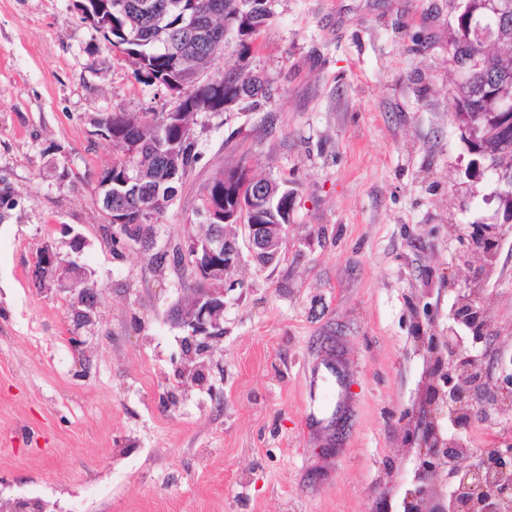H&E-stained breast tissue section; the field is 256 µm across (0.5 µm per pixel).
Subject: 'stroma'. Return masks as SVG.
Listing matches in <instances>:
<instances>
[{
	"instance_id": "35a3bbf8",
	"label": "stroma",
	"mask_w": 512,
	"mask_h": 512,
	"mask_svg": "<svg viewBox=\"0 0 512 512\" xmlns=\"http://www.w3.org/2000/svg\"><path fill=\"white\" fill-rule=\"evenodd\" d=\"M249 65L265 98L197 113L198 161L165 212L170 254L112 249L96 181L111 113L179 97L111 50L73 0H0V504L48 512H395L425 383L423 335L483 299L486 357L512 354V223L468 176L451 114V0H266ZM294 192L276 261L224 279V334L187 349L172 252L220 170ZM499 227L488 271L473 225ZM85 245L73 254L70 241ZM95 285L92 325L36 287L41 248ZM82 336L75 349L71 333Z\"/></svg>"
}]
</instances>
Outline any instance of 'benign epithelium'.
Wrapping results in <instances>:
<instances>
[{
    "label": "benign epithelium",
    "instance_id": "obj_1",
    "mask_svg": "<svg viewBox=\"0 0 512 512\" xmlns=\"http://www.w3.org/2000/svg\"><path fill=\"white\" fill-rule=\"evenodd\" d=\"M250 188L238 197L242 209L237 223L241 224L247 248L253 257L269 265L281 249L286 226L291 223V211L281 210L280 217L270 224H245V211L266 206L279 192L273 180L257 182L248 178ZM134 225L126 218H117L105 226L106 238L112 247H155L151 242L131 234ZM195 283L202 284L198 295L176 310L177 323L186 328L189 338L202 336L207 340L224 335L221 319L224 314V276L240 258L236 238L226 234L221 224L211 225L208 237L197 241L188 238L179 250ZM71 263L61 261L50 244L43 247L35 267V283L53 285L73 294L71 312L77 324L92 323L95 314L94 284L90 279H71L63 270ZM481 312V303L473 295L460 300L454 316L460 323L471 321ZM458 333L448 326L446 336H426L424 343L429 358V382L424 387L423 403L418 419L410 430L409 441L415 448L412 488L401 503L403 512H507L512 505V443L504 442L495 449L493 458L481 453L474 462L462 465L461 460L473 454V448L461 447L443 431L445 418L469 415L473 407L495 405L502 408L512 400V379L492 392L468 384L465 366L457 345Z\"/></svg>",
    "mask_w": 512,
    "mask_h": 512
}]
</instances>
